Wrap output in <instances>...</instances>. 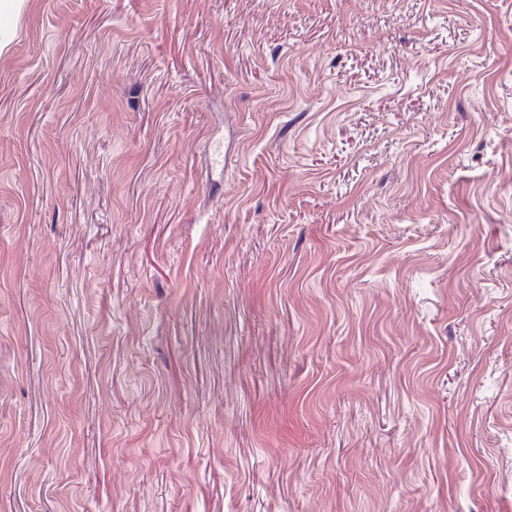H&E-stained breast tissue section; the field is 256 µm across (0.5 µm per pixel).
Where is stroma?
<instances>
[{"label":"stroma","instance_id":"1","mask_svg":"<svg viewBox=\"0 0 512 512\" xmlns=\"http://www.w3.org/2000/svg\"><path fill=\"white\" fill-rule=\"evenodd\" d=\"M0 38V512H512V0Z\"/></svg>","mask_w":512,"mask_h":512}]
</instances>
